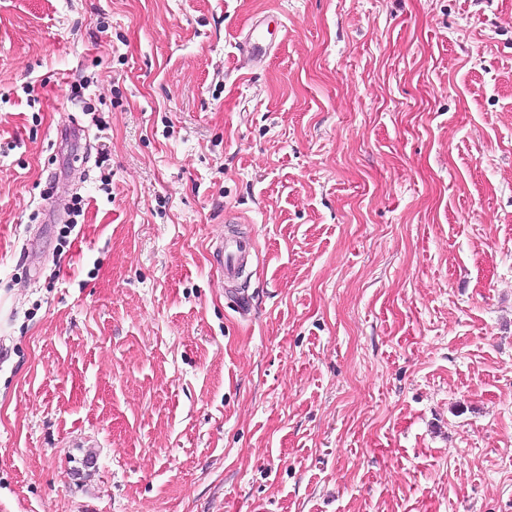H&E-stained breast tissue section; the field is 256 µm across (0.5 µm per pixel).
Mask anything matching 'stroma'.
I'll list each match as a JSON object with an SVG mask.
<instances>
[{
  "label": "stroma",
  "mask_w": 512,
  "mask_h": 512,
  "mask_svg": "<svg viewBox=\"0 0 512 512\" xmlns=\"http://www.w3.org/2000/svg\"><path fill=\"white\" fill-rule=\"evenodd\" d=\"M0 512H512V0H0ZM263 23L260 19L251 23L238 41L239 54L255 66L264 61L269 50L263 33ZM216 248L224 259V280H238L249 266L253 256L252 242L233 232H225Z\"/></svg>",
  "instance_id": "obj_1"
}]
</instances>
